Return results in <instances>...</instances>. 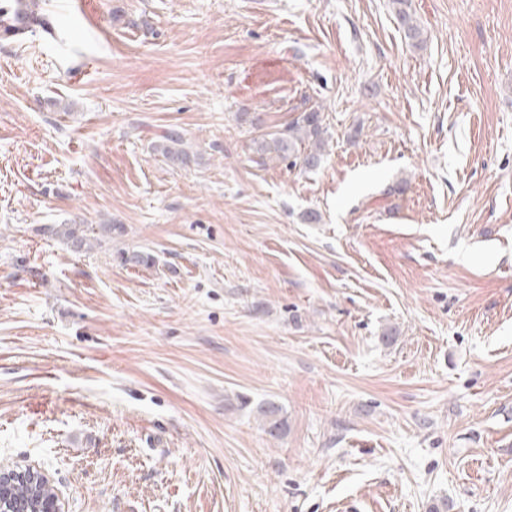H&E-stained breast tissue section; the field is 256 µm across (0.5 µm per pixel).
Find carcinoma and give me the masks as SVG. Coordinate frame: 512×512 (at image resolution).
<instances>
[{
    "label": "carcinoma",
    "mask_w": 512,
    "mask_h": 512,
    "mask_svg": "<svg viewBox=\"0 0 512 512\" xmlns=\"http://www.w3.org/2000/svg\"><path fill=\"white\" fill-rule=\"evenodd\" d=\"M400 5L397 20L411 41L419 40L421 31L412 15L402 5L406 0H393ZM327 129L323 124L321 109L311 107L299 113L284 128L266 132L258 139L257 150L261 153H273L280 160L290 164L301 165L306 169L319 166L326 144ZM183 134L177 129H168L158 136L154 149L173 165H186L191 161V153L184 148ZM117 230L114 224H46L39 231L50 238L57 239L74 252H90L112 241V232ZM282 408L274 401L259 403L254 408L257 419L264 430L272 437H277L285 427L281 417ZM12 495L19 503H27L34 496L50 494L52 488H43L30 483L19 482L11 489Z\"/></svg>",
    "instance_id": "carcinoma-1"
}]
</instances>
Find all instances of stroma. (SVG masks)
I'll list each match as a JSON object with an SVG mask.
<instances>
[{"instance_id": "35a3bbf8", "label": "stroma", "mask_w": 512, "mask_h": 512, "mask_svg": "<svg viewBox=\"0 0 512 512\" xmlns=\"http://www.w3.org/2000/svg\"><path fill=\"white\" fill-rule=\"evenodd\" d=\"M64 4L0 39V465L62 512H512V0H408L418 44L392 0ZM316 106L320 167L261 161ZM183 134L177 129H168L158 136L154 149L173 165H186L191 161V153L184 148ZM46 224L41 228L43 235L57 239L74 252H90L112 242L113 224ZM281 411V406L275 401H265L254 408L257 419L272 437H278L285 427V419L281 417Z\"/></svg>"}]
</instances>
